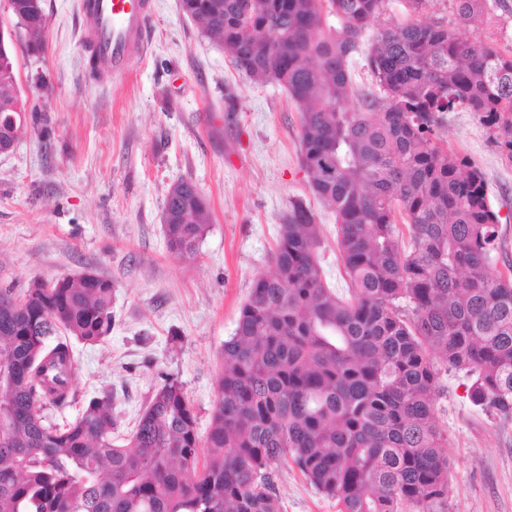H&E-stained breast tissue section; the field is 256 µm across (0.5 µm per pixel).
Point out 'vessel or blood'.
Returning a JSON list of instances; mask_svg holds the SVG:
<instances>
[{"mask_svg": "<svg viewBox=\"0 0 512 512\" xmlns=\"http://www.w3.org/2000/svg\"><path fill=\"white\" fill-rule=\"evenodd\" d=\"M152 0H82L85 16L92 20L81 41L105 62L115 75L128 71L147 48V26Z\"/></svg>", "mask_w": 512, "mask_h": 512, "instance_id": "obj_1", "label": "vessel or blood"}]
</instances>
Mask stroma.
<instances>
[{
  "label": "stroma",
  "mask_w": 512,
  "mask_h": 512,
  "mask_svg": "<svg viewBox=\"0 0 512 512\" xmlns=\"http://www.w3.org/2000/svg\"><path fill=\"white\" fill-rule=\"evenodd\" d=\"M79 0H43L44 54L12 30L20 94L49 118L0 154V288L91 271L112 279V331L76 344L79 403L50 412L63 425L83 400L112 389L116 430L135 428L163 380L182 384L207 435L222 369L254 279L272 269L278 227L293 201L315 215L320 264L337 293L348 291L333 214L311 193L301 166L300 119L286 91L239 72L216 41L183 13L181 0H154L149 50L120 83L93 78L77 30ZM449 148L486 178L501 228L494 271L512 261V162L474 113H449ZM209 202L210 228L193 257L172 253L163 208L176 183ZM437 418L449 444L451 494L444 512H512V420L474 406L463 375H448ZM281 512H337L295 466L276 475Z\"/></svg>",
  "instance_id": "obj_1"
}]
</instances>
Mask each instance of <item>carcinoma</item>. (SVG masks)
Returning <instances> with one entry per match:
<instances>
[{"label": "carcinoma", "mask_w": 512, "mask_h": 512, "mask_svg": "<svg viewBox=\"0 0 512 512\" xmlns=\"http://www.w3.org/2000/svg\"><path fill=\"white\" fill-rule=\"evenodd\" d=\"M386 2L181 0L238 69L280 85L300 112L301 164L335 214L350 296L323 279L319 225L293 202L274 269L224 341L203 440L168 380L127 438L110 389L51 423L47 410L77 401L74 343L112 330V280L1 288L0 512H280L275 475L290 461L338 512H436L450 496L435 416L444 375L464 373L475 405L512 419V274L491 271L499 218L482 170L441 134L465 107L512 162V55L468 36L501 0H449L451 27H383L366 56L372 86L355 89L351 58ZM31 3L14 0L16 25L43 49L46 15L19 14ZM15 91L0 32V110ZM210 219L197 187L176 184L169 250L194 255Z\"/></svg>", "instance_id": "1"}]
</instances>
